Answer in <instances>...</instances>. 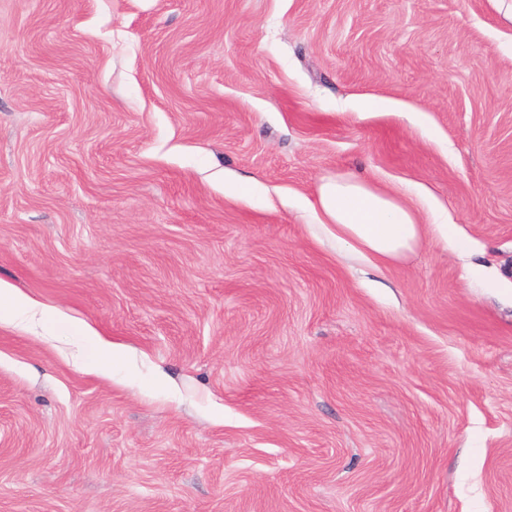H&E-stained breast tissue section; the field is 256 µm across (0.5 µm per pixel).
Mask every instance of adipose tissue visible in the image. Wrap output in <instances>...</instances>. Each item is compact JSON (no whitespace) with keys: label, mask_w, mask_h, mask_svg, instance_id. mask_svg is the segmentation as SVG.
Instances as JSON below:
<instances>
[{"label":"adipose tissue","mask_w":512,"mask_h":512,"mask_svg":"<svg viewBox=\"0 0 512 512\" xmlns=\"http://www.w3.org/2000/svg\"><path fill=\"white\" fill-rule=\"evenodd\" d=\"M320 222L337 244L371 263L390 264L418 246L424 224L405 191L351 177L326 179L319 187ZM45 308L21 291L0 285V320L32 329Z\"/></svg>","instance_id":"1"}]
</instances>
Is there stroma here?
Returning a JSON list of instances; mask_svg holds the SVG:
<instances>
[{
	"mask_svg": "<svg viewBox=\"0 0 512 512\" xmlns=\"http://www.w3.org/2000/svg\"><path fill=\"white\" fill-rule=\"evenodd\" d=\"M0 281L125 353L0 324V512H512V0H0ZM318 205L320 224L330 226L336 243L371 263L405 258L424 233L419 211L401 189L336 176L320 185ZM74 331L80 342L76 358L80 357L81 351L91 349L97 361L98 371L106 377H111L112 363L123 356V351L111 341L102 338L91 327L79 325Z\"/></svg>",
	"mask_w": 512,
	"mask_h": 512,
	"instance_id": "1",
	"label": "stroma"
}]
</instances>
